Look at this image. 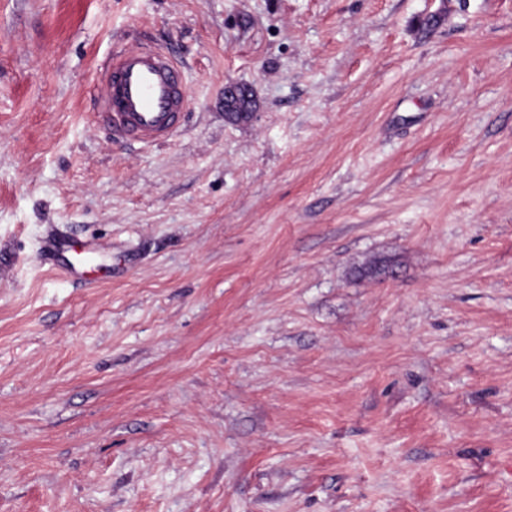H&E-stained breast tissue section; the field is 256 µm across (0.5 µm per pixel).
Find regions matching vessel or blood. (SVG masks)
<instances>
[{
  "label": "vessel or blood",
  "instance_id": "vessel-or-blood-1",
  "mask_svg": "<svg viewBox=\"0 0 512 512\" xmlns=\"http://www.w3.org/2000/svg\"><path fill=\"white\" fill-rule=\"evenodd\" d=\"M98 98L97 122L115 139L143 144L171 139L190 102L178 61L146 44L112 54L99 77Z\"/></svg>",
  "mask_w": 512,
  "mask_h": 512
}]
</instances>
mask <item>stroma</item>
<instances>
[{
	"label": "stroma",
	"mask_w": 512,
	"mask_h": 512,
	"mask_svg": "<svg viewBox=\"0 0 512 512\" xmlns=\"http://www.w3.org/2000/svg\"><path fill=\"white\" fill-rule=\"evenodd\" d=\"M0 512H512V0H0ZM98 98L97 122L114 139L143 144L171 139L190 102L178 61L146 44L112 54L99 77Z\"/></svg>",
	"instance_id": "stroma-1"
}]
</instances>
